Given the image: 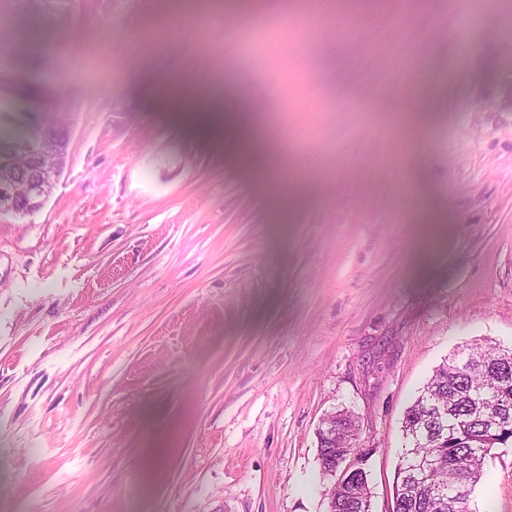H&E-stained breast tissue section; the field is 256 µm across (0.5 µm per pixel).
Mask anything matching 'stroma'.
Here are the masks:
<instances>
[{
  "mask_svg": "<svg viewBox=\"0 0 512 512\" xmlns=\"http://www.w3.org/2000/svg\"><path fill=\"white\" fill-rule=\"evenodd\" d=\"M192 3L0 0V113L27 125L22 83L71 131L44 207L0 217V512H326L343 408L390 512L434 368L512 348V0L230 35ZM174 81L262 98L290 182L170 111ZM415 84L446 92L412 122ZM468 507L512 512L511 445Z\"/></svg>",
  "mask_w": 512,
  "mask_h": 512,
  "instance_id": "1",
  "label": "stroma"
}]
</instances>
